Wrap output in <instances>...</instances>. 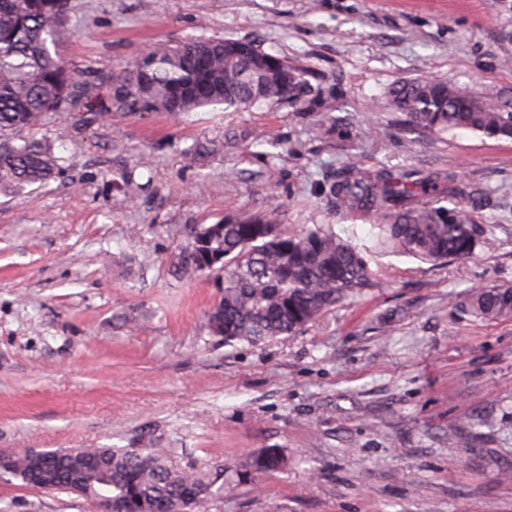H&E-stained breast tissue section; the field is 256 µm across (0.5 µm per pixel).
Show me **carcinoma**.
<instances>
[{"label":"carcinoma","mask_w":512,"mask_h":512,"mask_svg":"<svg viewBox=\"0 0 512 512\" xmlns=\"http://www.w3.org/2000/svg\"><path fill=\"white\" fill-rule=\"evenodd\" d=\"M69 0H0V192L44 183L61 171L59 158L35 130L47 115L76 102L77 79L59 54L71 31L65 23ZM130 97L117 101L131 111H161L180 117L218 106L276 105L299 98L302 72L229 39H190L159 44L115 76ZM388 103L403 112L409 127L426 133L462 129L512 139V112L478 100L443 78L404 81L389 91ZM336 206L362 210L375 221L374 247H361L315 224L288 231L259 215H235L214 226L187 229L194 248L178 257L187 276L201 274L206 251L219 252L224 265L212 275L224 280L222 295L208 312L212 335L224 344L255 345L294 335L329 308L373 287L375 254L398 253L429 262L473 257L489 245L482 225L458 198L467 188L448 177L408 171H368L353 162L336 170L330 185ZM459 317L512 319V286L471 291L452 303ZM109 460L99 476L57 471L54 489L84 485L89 500L110 499L122 512H199L224 497V466L208 471L181 467L166 448H90ZM287 460L269 448L241 465L238 478L278 470ZM37 458L15 456L13 477L24 479Z\"/></svg>","instance_id":"cac0c4a2"}]
</instances>
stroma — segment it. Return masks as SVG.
Instances as JSON below:
<instances>
[{
  "instance_id": "obj_1",
  "label": "stroma",
  "mask_w": 512,
  "mask_h": 512,
  "mask_svg": "<svg viewBox=\"0 0 512 512\" xmlns=\"http://www.w3.org/2000/svg\"><path fill=\"white\" fill-rule=\"evenodd\" d=\"M78 102L38 135L63 173L0 193V452L167 448L226 466L202 512H512V320L451 298L512 286V141L411 131L397 82L448 79L512 111V0H70ZM250 41L303 71L300 102L175 119L114 101L157 42ZM358 160L482 188L465 261L372 262L374 285L293 336L224 345L221 288L176 269L190 225L236 213L372 245L329 184ZM287 466L237 478L249 455ZM0 512H96L0 480Z\"/></svg>"
}]
</instances>
